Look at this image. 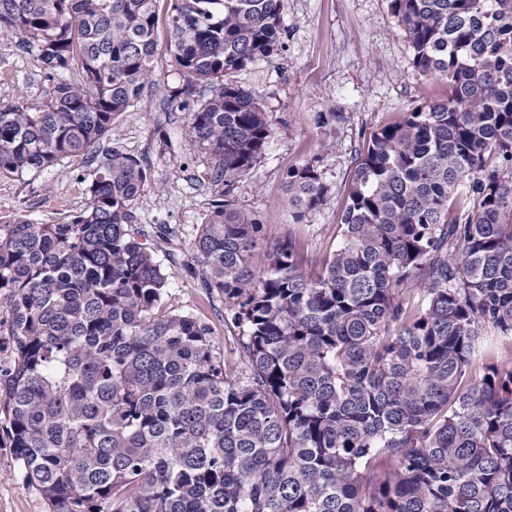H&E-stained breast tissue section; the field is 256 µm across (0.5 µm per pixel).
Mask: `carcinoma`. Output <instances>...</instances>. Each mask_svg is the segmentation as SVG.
Returning a JSON list of instances; mask_svg holds the SVG:
<instances>
[{
  "instance_id": "carcinoma-1",
  "label": "carcinoma",
  "mask_w": 512,
  "mask_h": 512,
  "mask_svg": "<svg viewBox=\"0 0 512 512\" xmlns=\"http://www.w3.org/2000/svg\"><path fill=\"white\" fill-rule=\"evenodd\" d=\"M156 3L0 0L49 82L37 111L0 103V170L100 144L143 93ZM390 6L448 98L370 136L308 276L295 231L267 237L233 196L272 130L224 77L283 49L282 0H172L214 192L194 251L242 328L235 367L168 303L175 230L141 242L138 159L103 149L62 223L0 218V432L49 512H512V0ZM328 193L315 162L288 170L296 221Z\"/></svg>"
}]
</instances>
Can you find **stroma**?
<instances>
[{
    "label": "stroma",
    "instance_id": "stroma-1",
    "mask_svg": "<svg viewBox=\"0 0 512 512\" xmlns=\"http://www.w3.org/2000/svg\"><path fill=\"white\" fill-rule=\"evenodd\" d=\"M282 18L288 29L285 49L232 76L256 96L273 131L264 155L240 182L236 201L259 216L268 235L283 233L293 221L285 175L319 159L330 194L303 220L301 233L300 267L312 275L336 245L347 189L371 133L399 121L417 104L447 99L448 87L415 70L389 0H283ZM187 81L165 34H158L146 87L113 122L107 141L148 170L133 205L136 224L148 232L159 224L177 231L172 246L180 260L166 268L170 304L197 315L231 361L240 330L227 316L223 299L205 294L194 252L196 230L212 209L207 158L183 136L187 111L166 101ZM48 86L39 62L22 53L14 38L0 34V102L20 101L36 110L45 104ZM333 112L339 120H330ZM93 166L79 157L19 176L0 172V214L55 223L69 219L86 206ZM0 512H47L43 499L25 483L11 449L2 445Z\"/></svg>",
    "mask_w": 512,
    "mask_h": 512
}]
</instances>
